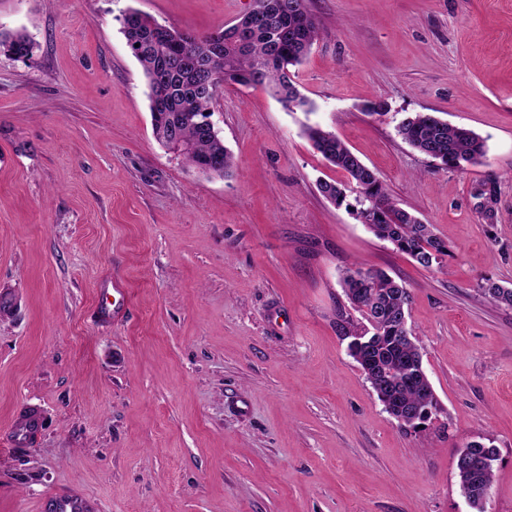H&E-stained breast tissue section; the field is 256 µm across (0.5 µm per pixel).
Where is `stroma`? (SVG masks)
Wrapping results in <instances>:
<instances>
[{
	"instance_id": "35a3bbf8",
	"label": "stroma",
	"mask_w": 512,
	"mask_h": 512,
	"mask_svg": "<svg viewBox=\"0 0 512 512\" xmlns=\"http://www.w3.org/2000/svg\"><path fill=\"white\" fill-rule=\"evenodd\" d=\"M306 5L311 111L221 85L235 168L208 178L155 140L122 18L210 33L252 0H0V30L35 43L0 56V512H43L63 490L99 512H472L455 464L473 441L499 452L486 512H512V309L479 292L512 287V0ZM418 112L473 130L485 156L441 168L396 131ZM309 125L448 257L423 268L325 199L319 182L346 175ZM357 266L411 294L440 404L423 428L385 411L338 331L361 320L341 287ZM28 407L40 432L17 446Z\"/></svg>"
}]
</instances>
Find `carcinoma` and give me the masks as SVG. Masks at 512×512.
<instances>
[{"instance_id":"cac0c4a2","label":"carcinoma","mask_w":512,"mask_h":512,"mask_svg":"<svg viewBox=\"0 0 512 512\" xmlns=\"http://www.w3.org/2000/svg\"><path fill=\"white\" fill-rule=\"evenodd\" d=\"M279 11L261 18L251 12L236 23L205 35L175 30L163 39L158 22L137 10L128 11L122 33L133 56L140 63L148 88L153 135L183 142L185 165L196 171L209 168L221 175L233 169V156L223 139L211 134L203 120L212 115V105L221 83L241 86L267 85L274 89L287 109L311 110L290 76L300 65L318 34V23L306 0H267ZM34 43L22 31H0V55L17 59L32 55ZM305 133L323 158L345 172L356 189L353 212L379 240L409 255L428 269L448 255L446 244L410 212L397 207L379 174L366 166L335 133L318 125ZM397 133L411 147L438 161L444 169H460L486 153L485 141L470 129L451 126L431 113H417L402 119ZM323 197L341 205L346 188L337 182H321ZM342 288L365 324L340 325L350 339L348 350L361 367H391L395 373L386 386L372 388L378 399L397 408L405 418L403 426L416 429L425 424L438 402L422 365V354L407 326L410 293L382 269L357 268L342 279ZM487 300L512 307V288L491 280L480 285ZM473 448L465 467H456L461 494L475 512H485L481 492L492 487L493 466H475Z\"/></svg>"}]
</instances>
